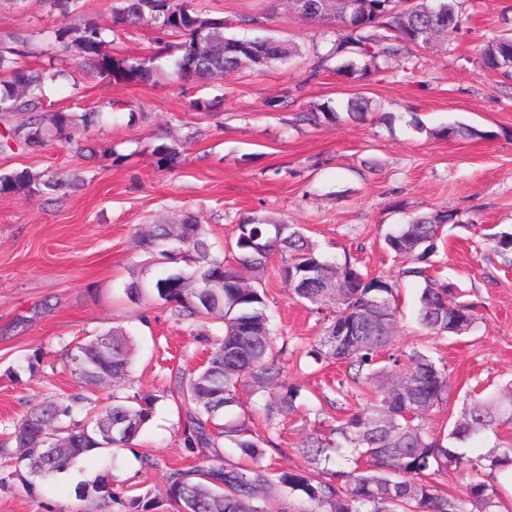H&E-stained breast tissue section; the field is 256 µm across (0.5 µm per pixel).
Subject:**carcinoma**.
Wrapping results in <instances>:
<instances>
[{
    "instance_id": "obj_1",
    "label": "carcinoma",
    "mask_w": 512,
    "mask_h": 512,
    "mask_svg": "<svg viewBox=\"0 0 512 512\" xmlns=\"http://www.w3.org/2000/svg\"><path fill=\"white\" fill-rule=\"evenodd\" d=\"M467 0H292L304 21L326 27L332 35L326 51L312 50L313 74L336 61V73L350 81L368 77L401 60L403 69L415 70V51L434 47L464 24ZM49 10L62 15L80 9V0H45ZM150 18L166 33L185 38L175 75L186 82L207 80L239 69L259 70L303 56L302 47L272 37L224 36V21L208 18L191 0H113L112 25L129 31ZM67 52L93 64L97 75L112 82L151 83L155 58H126L104 52L107 29L86 20L79 26L54 32ZM31 36L0 38V118L25 114L10 129L8 138L32 152L49 137H59L75 153L94 159L108 150L83 143L90 128L103 122V113L53 110L44 103V87L60 76L52 68L33 69L22 64ZM483 67L512 69V33L488 40L480 49ZM368 111V101L353 95L336 107L303 112L299 119L336 120L344 112L356 117ZM441 138H473L480 131L469 125H449L435 132ZM154 148L159 162L175 168L181 150L159 132ZM80 181L75 172L34 171L30 168L0 173L2 194H47ZM446 212L414 217L384 238L385 248L401 264L399 278L419 283L415 322L435 342L473 330L476 307L449 302L457 291L447 280L428 274L438 253L441 227L451 221ZM504 261H512V232L483 234ZM147 247L163 246L168 260L180 256L185 269L154 280V296L171 318L194 333L217 320L222 335L215 338L209 356L197 371L176 375L167 395L183 409L184 446L211 451L213 463L172 469L166 476V500L137 493L106 471L75 493L84 512H99L112 502L123 512H499V475L512 471V440L486 454L470 457L457 446L485 432L512 425V387L507 392L489 386L472 388L461 397V414L444 437L429 433L426 420L436 408L452 400L445 365L418 349H392L398 309L399 283L383 275L362 272L350 257L330 261L298 224H277L245 217L237 224L231 258L213 259L205 225L186 217L177 224H155L141 237ZM284 255L280 274L291 293L323 312L327 288L342 297L326 313L323 336L309 357L319 362L346 364V380L337 381L336 397L371 383L378 393L367 407L335 418L330 434L338 444L315 430L305 434L296 451L308 463L304 470L275 469L264 463L267 449H280L277 427L281 417L297 411L299 389L286 382L282 349L274 343L266 293L261 286L267 258ZM130 340L118 328L74 345L67 365L83 388L119 383L128 376ZM248 385L268 393L262 411L269 433L261 438L246 418L229 417L240 404L239 389ZM156 397L112 395L101 404L84 395L42 401L30 407L13 425L11 440L0 443V487L14 480L36 487L33 470L48 479L69 472L92 459L102 448L129 445L154 417ZM229 438L245 465L223 462L217 448ZM345 446L350 455L332 460L329 450ZM457 469L469 476L464 490L451 495L431 475ZM287 493L283 499L276 492Z\"/></svg>"
}]
</instances>
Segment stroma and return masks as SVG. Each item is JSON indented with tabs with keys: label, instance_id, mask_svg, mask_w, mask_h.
I'll list each match as a JSON object with an SVG mask.
<instances>
[{
	"label": "stroma",
	"instance_id": "stroma-1",
	"mask_svg": "<svg viewBox=\"0 0 512 512\" xmlns=\"http://www.w3.org/2000/svg\"><path fill=\"white\" fill-rule=\"evenodd\" d=\"M235 33L240 16L261 17L258 36L292 40L311 49L319 27L298 18L286 0H194ZM469 20L433 51L420 55L415 77L391 70L349 83L328 69L312 74L308 58L261 71L185 84L174 76L180 40L151 25L112 30V0H81L78 18L109 28L110 52L156 56L154 83H112L80 58L67 55L54 30L74 19L49 11L43 0H0V37L31 32L25 64L55 66L67 77L46 90L54 109L112 113L88 137L111 155L79 159L57 140L39 152L0 151V172L24 167L74 170L76 189L56 194L0 196V441L32 402L76 394L65 356L75 343L124 327L133 340L129 381L119 394H156L153 420L127 447L98 451L68 473L0 489V512H76L75 489L105 466L119 479L158 499L171 469L202 465L200 450L183 444L176 404L166 392L175 369L202 366L209 332L189 335L165 305L151 297L131 301L126 286L135 269L148 278L161 271L157 253L139 247L134 233L148 224L196 217L209 232L211 254L221 258L245 216L304 225L317 248L350 256L362 271L397 276L398 263L384 236L423 212L447 211L437 267L455 283L460 300L474 303L479 321L470 333L438 342L436 357L450 384L464 394L476 382H512V266L484 240V229L512 232V80L485 71L480 48L512 33V0H468ZM359 94L372 112L355 120L300 124L295 116ZM453 123L479 130L474 139H443ZM168 127L183 152L167 169L153 149L157 127ZM272 257L263 286L274 315L276 343L288 383L299 387L310 412L280 422L282 451L266 460L303 469L295 450L306 431L332 424L337 411L329 388L345 364L314 363L306 355L322 334L311 305L290 295ZM418 290L402 284L393 344L421 345L414 321ZM40 352L35 371H10Z\"/></svg>",
	"mask_w": 512,
	"mask_h": 512
}]
</instances>
